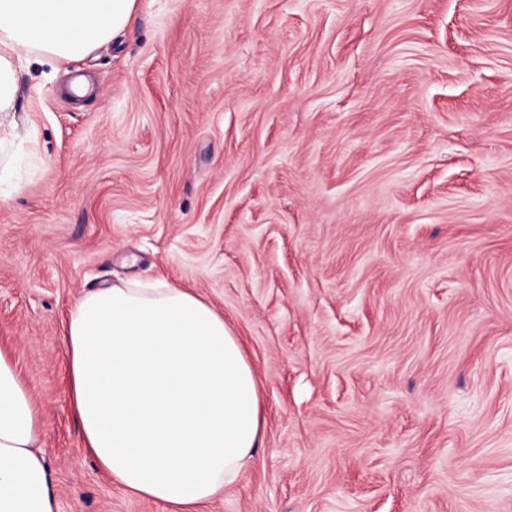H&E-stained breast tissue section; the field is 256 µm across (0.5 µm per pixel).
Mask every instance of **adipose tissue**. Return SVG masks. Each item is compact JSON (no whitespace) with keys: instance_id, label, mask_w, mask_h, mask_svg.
Here are the masks:
<instances>
[{"instance_id":"ef3b65f1","label":"adipose tissue","mask_w":512,"mask_h":512,"mask_svg":"<svg viewBox=\"0 0 512 512\" xmlns=\"http://www.w3.org/2000/svg\"><path fill=\"white\" fill-rule=\"evenodd\" d=\"M138 0H0V113L17 72L91 54ZM70 397L83 446L126 493L203 512L238 485L263 442L260 383L210 302L164 283L82 295L66 322ZM44 418L0 350V512H58L39 453Z\"/></svg>"}]
</instances>
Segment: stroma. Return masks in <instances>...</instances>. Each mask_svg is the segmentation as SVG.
Masks as SVG:
<instances>
[{
	"instance_id": "35a3bbf8",
	"label": "stroma",
	"mask_w": 512,
	"mask_h": 512,
	"mask_svg": "<svg viewBox=\"0 0 512 512\" xmlns=\"http://www.w3.org/2000/svg\"><path fill=\"white\" fill-rule=\"evenodd\" d=\"M10 118L0 340L59 512H163L70 406L68 313L120 278L201 295L262 383L205 512H512V0H139Z\"/></svg>"
}]
</instances>
